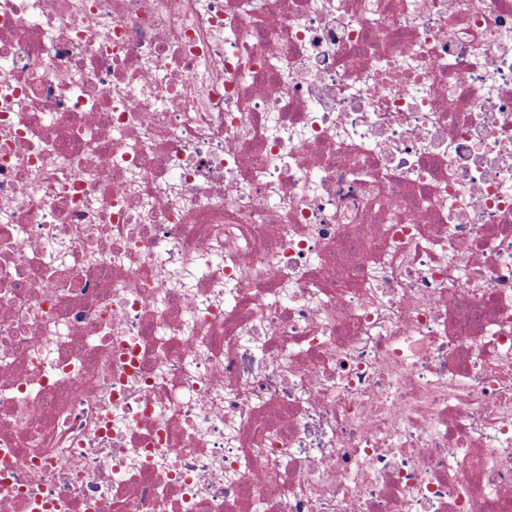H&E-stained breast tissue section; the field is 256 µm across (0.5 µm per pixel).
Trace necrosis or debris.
<instances>
[{
    "mask_svg": "<svg viewBox=\"0 0 512 512\" xmlns=\"http://www.w3.org/2000/svg\"><path fill=\"white\" fill-rule=\"evenodd\" d=\"M0 512H512V0H0Z\"/></svg>",
    "mask_w": 512,
    "mask_h": 512,
    "instance_id": "necrosis-or-debris-1",
    "label": "necrosis or debris"
}]
</instances>
